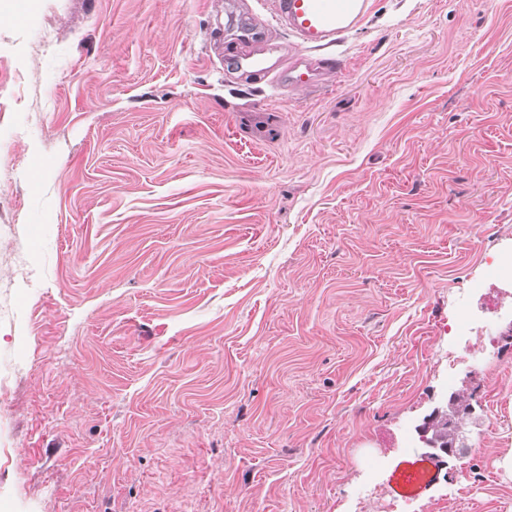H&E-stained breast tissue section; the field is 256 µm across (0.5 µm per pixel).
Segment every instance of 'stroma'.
<instances>
[{"mask_svg":"<svg viewBox=\"0 0 512 512\" xmlns=\"http://www.w3.org/2000/svg\"><path fill=\"white\" fill-rule=\"evenodd\" d=\"M0 512H512V0H366L287 92L260 0H0ZM468 446L415 494L442 389Z\"/></svg>","mask_w":512,"mask_h":512,"instance_id":"1","label":"stroma"}]
</instances>
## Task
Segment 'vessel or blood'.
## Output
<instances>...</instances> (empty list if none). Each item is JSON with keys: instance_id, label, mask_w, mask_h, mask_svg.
<instances>
[{"instance_id": "1", "label": "vessel or blood", "mask_w": 512, "mask_h": 512, "mask_svg": "<svg viewBox=\"0 0 512 512\" xmlns=\"http://www.w3.org/2000/svg\"><path fill=\"white\" fill-rule=\"evenodd\" d=\"M272 18L283 23L295 39L290 50L265 40L261 31H252L237 55L225 61L226 72L246 71L247 75L270 76L284 88H306L315 77L331 69L328 61L309 58L311 49L334 43L344 31L336 18V0H269Z\"/></svg>"}]
</instances>
